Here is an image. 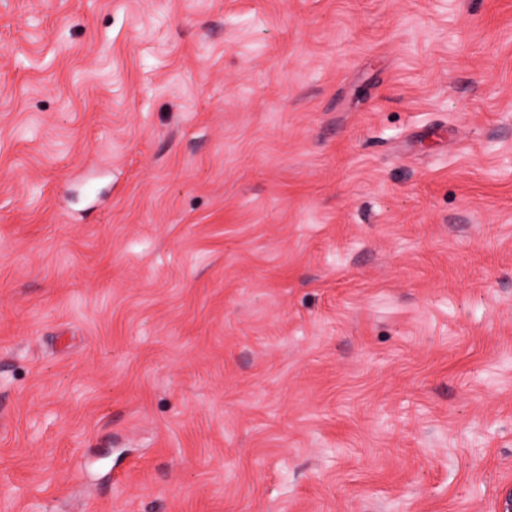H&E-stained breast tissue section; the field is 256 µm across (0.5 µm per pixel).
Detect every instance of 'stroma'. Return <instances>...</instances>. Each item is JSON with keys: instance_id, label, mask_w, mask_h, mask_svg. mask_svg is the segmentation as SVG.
I'll list each match as a JSON object with an SVG mask.
<instances>
[{"instance_id": "35a3bbf8", "label": "stroma", "mask_w": 512, "mask_h": 512, "mask_svg": "<svg viewBox=\"0 0 512 512\" xmlns=\"http://www.w3.org/2000/svg\"><path fill=\"white\" fill-rule=\"evenodd\" d=\"M512 0H0V512H498Z\"/></svg>"}]
</instances>
